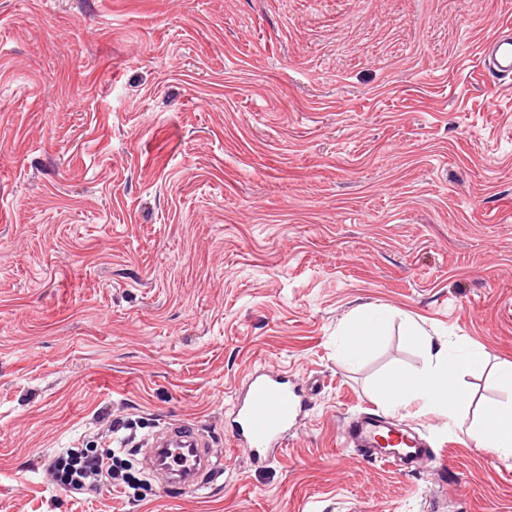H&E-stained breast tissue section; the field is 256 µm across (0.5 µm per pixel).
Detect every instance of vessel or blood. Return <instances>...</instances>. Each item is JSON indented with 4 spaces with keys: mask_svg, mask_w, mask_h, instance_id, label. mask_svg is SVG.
Masks as SVG:
<instances>
[{
    "mask_svg": "<svg viewBox=\"0 0 512 512\" xmlns=\"http://www.w3.org/2000/svg\"><path fill=\"white\" fill-rule=\"evenodd\" d=\"M480 65L485 76L496 78L502 91L512 94V27L486 41ZM307 394L279 370L248 374L239 393L231 428L234 438L258 463L267 462L285 446ZM343 438L369 461L435 464L428 444L408 433H399L382 417L364 414L348 422ZM214 452L195 425L171 424L155 434L145 450V465L166 489H202V475L213 468Z\"/></svg>",
    "mask_w": 512,
    "mask_h": 512,
    "instance_id": "b4317fda",
    "label": "vessel or blood"
}]
</instances>
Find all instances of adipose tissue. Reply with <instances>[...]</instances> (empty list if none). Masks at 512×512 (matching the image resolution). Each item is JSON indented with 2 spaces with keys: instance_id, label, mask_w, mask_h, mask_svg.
<instances>
[{
  "instance_id": "ef3b65f1",
  "label": "adipose tissue",
  "mask_w": 512,
  "mask_h": 512,
  "mask_svg": "<svg viewBox=\"0 0 512 512\" xmlns=\"http://www.w3.org/2000/svg\"><path fill=\"white\" fill-rule=\"evenodd\" d=\"M386 317L384 311L366 309L353 312L346 318L342 336L349 358H361L380 343ZM408 334L424 351L426 364L414 372L390 371L378 385L379 403L391 410L413 404L422 410L437 411L452 423L465 417L468 398L458 384V376L464 370L483 365L485 351L470 348L451 352L414 325L409 326ZM469 433L481 448L497 455H512V402L473 421Z\"/></svg>"
}]
</instances>
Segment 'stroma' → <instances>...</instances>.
I'll use <instances>...</instances> for the list:
<instances>
[{"label":"stroma","mask_w":512,"mask_h":512,"mask_svg":"<svg viewBox=\"0 0 512 512\" xmlns=\"http://www.w3.org/2000/svg\"><path fill=\"white\" fill-rule=\"evenodd\" d=\"M512 0H0V512H512V456L466 422L385 411L417 324L488 360L472 416L512 401V95L480 47ZM389 317L357 360L341 326ZM259 366L315 380L255 463L227 421ZM364 412L438 468L344 447ZM209 430L205 491L73 497L58 448Z\"/></svg>","instance_id":"stroma-1"}]
</instances>
